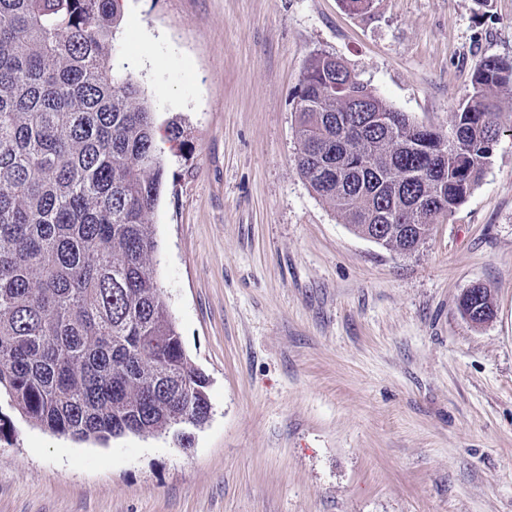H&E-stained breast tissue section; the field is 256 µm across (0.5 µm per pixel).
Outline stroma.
I'll use <instances>...</instances> for the list:
<instances>
[{
    "label": "stroma",
    "mask_w": 512,
    "mask_h": 512,
    "mask_svg": "<svg viewBox=\"0 0 512 512\" xmlns=\"http://www.w3.org/2000/svg\"><path fill=\"white\" fill-rule=\"evenodd\" d=\"M117 72L148 96L165 184L154 267L208 420L100 444L0 398V512H512V92L481 181L402 254L299 175L297 87L330 54L440 132L512 0H121ZM488 288L494 318L459 309Z\"/></svg>",
    "instance_id": "obj_1"
}]
</instances>
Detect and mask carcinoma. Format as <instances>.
I'll list each match as a JSON object with an SVG mask.
<instances>
[{
	"instance_id": "obj_1",
	"label": "carcinoma",
	"mask_w": 512,
	"mask_h": 512,
	"mask_svg": "<svg viewBox=\"0 0 512 512\" xmlns=\"http://www.w3.org/2000/svg\"><path fill=\"white\" fill-rule=\"evenodd\" d=\"M119 24V0H0V389L26 421L78 440L209 415L154 272L165 166L138 81L114 73ZM502 88L512 64L484 59L437 150L344 61L315 54L296 168L354 233L410 253L481 180ZM460 310L488 322V288Z\"/></svg>"
}]
</instances>
